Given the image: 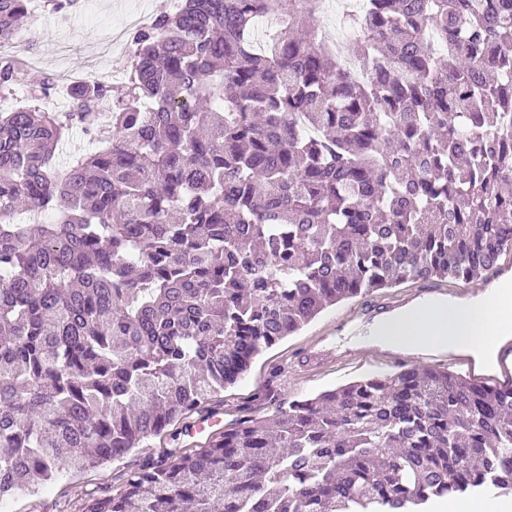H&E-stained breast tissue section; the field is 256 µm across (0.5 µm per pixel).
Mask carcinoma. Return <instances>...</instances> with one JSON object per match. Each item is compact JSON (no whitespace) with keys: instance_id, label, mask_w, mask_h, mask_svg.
Instances as JSON below:
<instances>
[{"instance_id":"1","label":"carcinoma","mask_w":512,"mask_h":512,"mask_svg":"<svg viewBox=\"0 0 512 512\" xmlns=\"http://www.w3.org/2000/svg\"><path fill=\"white\" fill-rule=\"evenodd\" d=\"M183 0L124 96L0 112V499L123 458L341 301L512 250V0ZM28 0H0V43ZM283 22L260 51L261 20ZM24 76L0 56V94ZM78 125L94 148L65 167ZM51 217L16 222L18 204ZM512 490V389L402 367L173 448L79 512H428Z\"/></svg>"}]
</instances>
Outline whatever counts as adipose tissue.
Here are the masks:
<instances>
[{
  "label": "adipose tissue",
  "instance_id": "adipose-tissue-1",
  "mask_svg": "<svg viewBox=\"0 0 512 512\" xmlns=\"http://www.w3.org/2000/svg\"><path fill=\"white\" fill-rule=\"evenodd\" d=\"M510 332L512 286H506L467 301L412 302L368 326L362 340L399 351L464 348L489 360Z\"/></svg>",
  "mask_w": 512,
  "mask_h": 512
}]
</instances>
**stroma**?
<instances>
[{"label": "stroma", "instance_id": "1", "mask_svg": "<svg viewBox=\"0 0 512 512\" xmlns=\"http://www.w3.org/2000/svg\"><path fill=\"white\" fill-rule=\"evenodd\" d=\"M106 35L105 27L86 11L70 13L44 12L38 17L35 46L28 59V86L38 85L49 75H74L97 68L111 86L113 95L125 90L128 58L118 48L99 54L98 47ZM347 303L328 308L295 335L265 350L235 384L225 387L217 397L204 403L198 416L219 414L225 426H233L247 417L268 416L285 402L333 388L366 375L395 371L393 363L371 357L335 356L328 365L310 372L293 369L296 355L310 351L314 343L331 331ZM206 436L173 438L163 433L150 438L121 460L77 475L63 476L60 481L34 494H20L12 500L13 512H78L82 500L100 491L119 492L131 473L142 465L161 459L175 447L197 449Z\"/></svg>", "mask_w": 512, "mask_h": 512}]
</instances>
